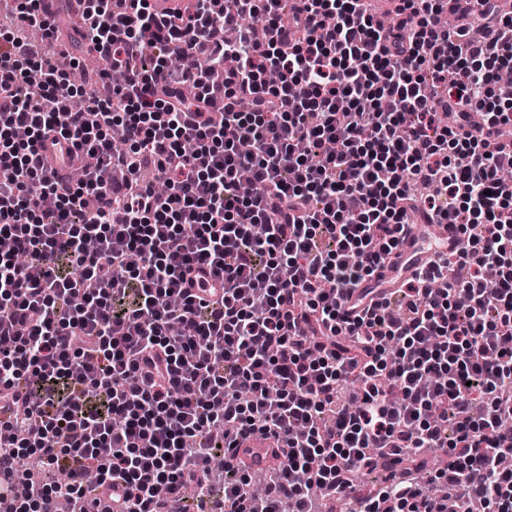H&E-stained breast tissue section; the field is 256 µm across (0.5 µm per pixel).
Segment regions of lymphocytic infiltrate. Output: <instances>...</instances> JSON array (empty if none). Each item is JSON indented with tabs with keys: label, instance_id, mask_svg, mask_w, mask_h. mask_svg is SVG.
I'll return each mask as SVG.
<instances>
[{
	"label": "lymphocytic infiltrate",
	"instance_id": "1",
	"mask_svg": "<svg viewBox=\"0 0 512 512\" xmlns=\"http://www.w3.org/2000/svg\"><path fill=\"white\" fill-rule=\"evenodd\" d=\"M85 2L111 96L0 34V237L27 256L0 253V512L25 448L66 477L40 512L114 479L122 512H313L309 483L340 499L355 463L429 448L450 494L362 512H512V13L463 0L476 38L447 0L389 29L365 0ZM417 216L461 250L345 322ZM254 435L287 450L257 502Z\"/></svg>",
	"mask_w": 512,
	"mask_h": 512
}]
</instances>
